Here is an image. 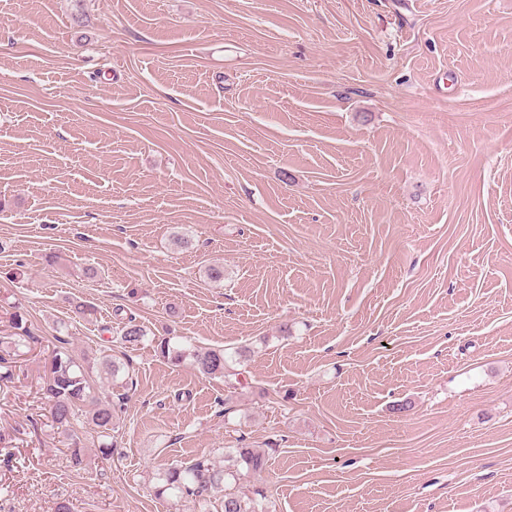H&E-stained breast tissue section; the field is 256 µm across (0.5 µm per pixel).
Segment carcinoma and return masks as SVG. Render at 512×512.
Returning <instances> with one entry per match:
<instances>
[{
  "label": "carcinoma",
  "mask_w": 512,
  "mask_h": 512,
  "mask_svg": "<svg viewBox=\"0 0 512 512\" xmlns=\"http://www.w3.org/2000/svg\"><path fill=\"white\" fill-rule=\"evenodd\" d=\"M145 336L143 326L131 318L122 328L121 343L134 345ZM156 350L162 357L176 363L190 360L199 373L224 378V385L230 389L235 387L240 372L229 362L239 365L249 360L252 353L248 346L238 347L231 353L219 348L184 349L165 338L157 343ZM96 366L112 381L124 380V367L113 356L100 357ZM41 391L42 399L49 406L52 423L68 426L83 411L89 415L100 436L108 438L115 429V405L95 395L90 368L76 361L67 342L62 339L53 350L48 378ZM268 463L269 453L264 450L246 446L230 448L224 452L222 465L200 459L191 464L165 468L159 474L156 495L160 498H190L197 512H212L216 506L220 512H274L263 492L240 487L242 476L260 474L267 469ZM221 488L224 496L216 503L211 500L212 493Z\"/></svg>",
  "instance_id": "1"
}]
</instances>
